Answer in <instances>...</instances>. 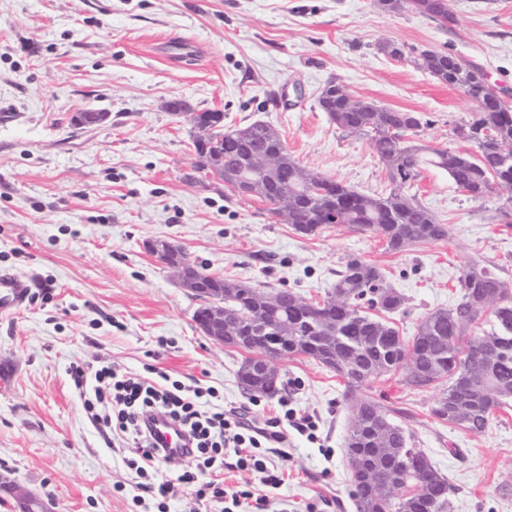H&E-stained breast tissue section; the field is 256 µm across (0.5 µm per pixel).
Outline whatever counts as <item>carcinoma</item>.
<instances>
[{
    "label": "carcinoma",
    "mask_w": 512,
    "mask_h": 512,
    "mask_svg": "<svg viewBox=\"0 0 512 512\" xmlns=\"http://www.w3.org/2000/svg\"><path fill=\"white\" fill-rule=\"evenodd\" d=\"M425 2L397 0V8L441 25L454 22L448 0H435L432 9L424 8ZM417 65L436 80L464 89L475 104L471 120L457 131L469 133L477 153L429 146L423 143L425 123L419 115L357 98L330 80L320 93L319 107L342 132L368 142L388 172L389 191L365 194L302 167L279 131L264 121L226 130L223 113L203 112L202 121L215 126L209 151L224 156V168L215 174L232 195L240 197H252L250 179L262 181L264 192L258 198L274 214L278 200L288 196V223L303 235L314 234L333 216L338 224L379 235L392 252L446 238L448 225L439 223L410 193L419 169L431 165L445 171L475 199L497 191L512 196V103L490 91L481 72L456 63L451 55L426 50L418 55ZM260 154L272 155L275 161L256 173L254 160ZM312 185H321L324 191L314 193ZM460 286L458 302L428 313L407 344L391 323L368 313L373 308L396 312L404 297L386 284L378 267L358 256L349 257L336 272L326 298L307 302L311 318H304L290 303L281 305L288 335L303 337L296 344L288 343V355H306L343 379V399L353 413L344 451L355 483L356 512H448L453 492L448 477L416 447L414 434L369 395L374 380L400 372L404 385L416 390L448 381L433 413L473 434L485 433L493 412L512 402V295L499 305L491 300L475 306L472 298L483 290L505 286L491 268L477 264L464 270ZM280 293L279 288L226 281L224 318L242 313L261 319L266 303ZM488 317L490 331L478 338L470 336V327ZM237 377L249 396L280 392L281 383L255 375L248 360L242 362ZM399 455L410 457L412 492L403 491L392 479Z\"/></svg>",
    "instance_id": "carcinoma-1"
}]
</instances>
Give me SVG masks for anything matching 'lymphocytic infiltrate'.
Returning a JSON list of instances; mask_svg holds the SVG:
<instances>
[{
	"instance_id": "obj_1",
	"label": "lymphocytic infiltrate",
	"mask_w": 512,
	"mask_h": 512,
	"mask_svg": "<svg viewBox=\"0 0 512 512\" xmlns=\"http://www.w3.org/2000/svg\"><path fill=\"white\" fill-rule=\"evenodd\" d=\"M75 389L83 391L88 380H95L97 399H109L111 409L102 422L121 442L133 445L136 456L127 460L140 478L136 497L141 506L156 505L164 512L166 501L183 487L193 488L197 499L224 500V512H234L248 505L252 512H268V490L279 488L282 478L269 456L288 440V422H296L299 432L314 434L317 425L312 419L296 421L293 410L268 418L263 426L242 420L234 411H227L207 399L204 392L189 391L181 382L163 384L142 375L120 372L111 363H102L93 375L82 368L70 371ZM163 415L187 434L190 449L184 457L189 469L176 478L153 481L152 475L172 456L157 441L152 429L155 415ZM234 458L235 467L257 474L258 486H224L222 475L226 458Z\"/></svg>"
}]
</instances>
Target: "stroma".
<instances>
[{"label": "stroma", "mask_w": 512, "mask_h": 512, "mask_svg": "<svg viewBox=\"0 0 512 512\" xmlns=\"http://www.w3.org/2000/svg\"><path fill=\"white\" fill-rule=\"evenodd\" d=\"M448 27L382 0H0V272L26 278L25 303L0 314V469L53 512H140L131 448L86 410L69 370L109 358L120 371L156 362L171 379L212 390L246 419L281 405L312 417L316 440L288 432L275 462L273 512H356L343 444L351 411L335 372L298 355L279 362L277 397L238 387L244 352L197 329L198 306L146 249L179 241L206 272L324 298L350 256L381 268L405 298L389 320L412 339L431 310L452 307L469 264L493 265L512 288L506 195L472 200L428 166L413 185L449 227L445 240L394 254L372 233L329 224L312 236L271 219L260 200L231 196L202 171L193 127L167 104L219 111L228 128L260 119L295 160L359 191L389 190L367 143L341 133L318 97L328 80L414 112L424 140L457 150L475 110L461 89L419 69L447 52L512 90V0H450ZM397 44L401 57L386 54ZM106 113L97 125L73 116ZM417 434L454 491L450 512H512V406L476 435L436 418L438 388L401 374L369 391Z\"/></svg>", "instance_id": "stroma-1"}]
</instances>
